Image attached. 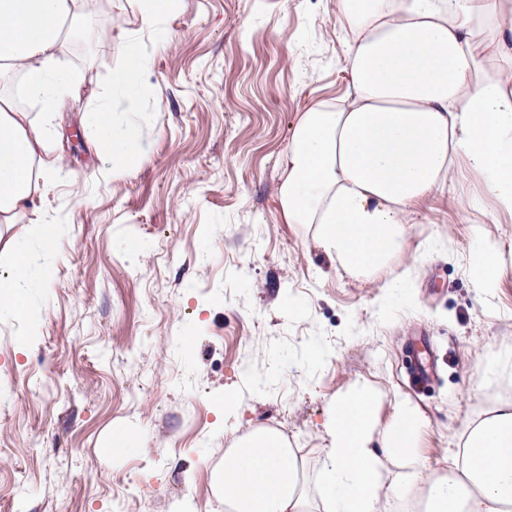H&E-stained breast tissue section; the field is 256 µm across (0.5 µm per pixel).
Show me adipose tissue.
Returning <instances> with one entry per match:
<instances>
[{
  "instance_id": "adipose-tissue-1",
  "label": "adipose tissue",
  "mask_w": 512,
  "mask_h": 512,
  "mask_svg": "<svg viewBox=\"0 0 512 512\" xmlns=\"http://www.w3.org/2000/svg\"><path fill=\"white\" fill-rule=\"evenodd\" d=\"M139 27L121 34L123 57L110 83L88 91L67 54L90 32L98 0H0V241L12 255L0 270V320H33L22 295L48 285L61 236L44 207L54 186L62 114L89 100L84 126L105 176L144 157L137 106L148 57L142 31L164 39L177 0H132ZM350 103L299 115L280 192L286 223L313 224L337 272L370 279L408 245L410 217L445 186L457 161L481 181L472 209L492 199L512 216V0H339ZM32 225L41 254L27 237ZM31 235V236H32ZM512 255L472 230L473 286L492 298ZM378 393L339 392L323 420L327 445L307 465L273 429L259 428L224 452V512H512V400L469 416L447 467L418 455L425 420L400 403L377 429Z\"/></svg>"
}]
</instances>
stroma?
I'll use <instances>...</instances> for the list:
<instances>
[{
    "label": "stroma",
    "mask_w": 512,
    "mask_h": 512,
    "mask_svg": "<svg viewBox=\"0 0 512 512\" xmlns=\"http://www.w3.org/2000/svg\"><path fill=\"white\" fill-rule=\"evenodd\" d=\"M162 27L166 42L142 36L130 173L102 177L84 105L65 116L47 204L65 232L37 324L0 322V512H224L226 448L270 426L314 461L326 407L359 382L381 394L377 429L400 402L419 409L420 457L443 468L467 417L512 395L481 385L512 344V267L489 306L468 266L472 227L510 251L512 218L471 209L479 180L455 176L383 273H337L314 225L280 211L299 113L349 93L337 0H180ZM69 58L97 88L120 45ZM315 337L335 355L312 372ZM120 431L140 443L116 459Z\"/></svg>",
    "instance_id": "1"
}]
</instances>
